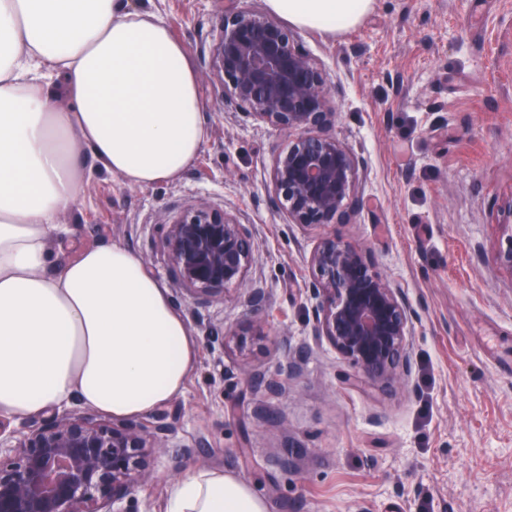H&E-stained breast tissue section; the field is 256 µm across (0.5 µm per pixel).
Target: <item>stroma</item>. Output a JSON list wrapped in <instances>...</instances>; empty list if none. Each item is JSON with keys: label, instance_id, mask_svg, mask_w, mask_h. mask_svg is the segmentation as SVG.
I'll return each instance as SVG.
<instances>
[{"label": "stroma", "instance_id": "35a3bbf8", "mask_svg": "<svg viewBox=\"0 0 512 512\" xmlns=\"http://www.w3.org/2000/svg\"><path fill=\"white\" fill-rule=\"evenodd\" d=\"M135 5L190 52L208 137L172 182L125 187L97 169L61 217L70 241L51 263L120 241L173 294L161 225L200 200L247 214L258 244L250 278L270 297L265 336L223 354L200 345L167 404L184 468L235 473L269 512H512V276L493 262L512 236V0H375L339 36L298 30L330 79L337 137L365 161L363 208L307 227L269 198L287 135L226 112L210 74L224 0ZM326 236L365 247L417 313L414 371L390 389L351 385L352 366L311 334L309 256ZM196 309L215 326L250 319L237 289ZM301 346L309 354L293 376L285 352ZM250 371L278 374L281 390L247 388ZM178 476L158 457L126 512H165Z\"/></svg>", "mask_w": 512, "mask_h": 512}]
</instances>
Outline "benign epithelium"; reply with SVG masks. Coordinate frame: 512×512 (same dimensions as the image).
Masks as SVG:
<instances>
[{
	"mask_svg": "<svg viewBox=\"0 0 512 512\" xmlns=\"http://www.w3.org/2000/svg\"><path fill=\"white\" fill-rule=\"evenodd\" d=\"M210 72L224 85V111L285 133L270 175L274 206L291 224H344L364 205L362 157L336 138L338 119L329 79L292 30L255 6L224 0V20ZM162 239L181 284L178 302L204 304L244 288L255 319L239 330L204 327L207 343L225 352L247 336H262L270 304L249 283L256 251L254 226L232 210L199 201L163 225ZM512 276V234L493 257ZM309 292L317 299L312 336L327 341L353 367V385L381 389L412 373L411 336L417 318L401 289L375 268L366 250L334 237L310 254ZM245 383L270 393L275 374L256 371ZM175 417L113 420L75 405L26 420L20 431L0 428V512H126L123 503L150 474L155 454L169 447Z\"/></svg>",
	"mask_w": 512,
	"mask_h": 512,
	"instance_id": "7a95c632",
	"label": "benign epithelium"
}]
</instances>
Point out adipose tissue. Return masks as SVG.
<instances>
[{
  "mask_svg": "<svg viewBox=\"0 0 512 512\" xmlns=\"http://www.w3.org/2000/svg\"><path fill=\"white\" fill-rule=\"evenodd\" d=\"M300 29L358 26L374 0H265ZM66 96L60 107L58 96ZM195 64L129 0H0V415L78 404L137 418L185 387L199 346L144 259L89 245L58 272L84 155L127 187L179 179L208 135ZM165 512H269L235 474L178 478Z\"/></svg>",
  "mask_w": 512,
  "mask_h": 512,
  "instance_id": "obj_1",
  "label": "adipose tissue"
}]
</instances>
